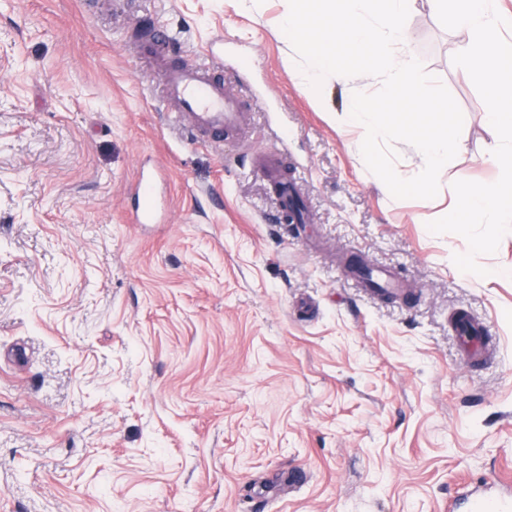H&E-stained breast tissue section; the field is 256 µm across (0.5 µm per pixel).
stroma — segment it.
Instances as JSON below:
<instances>
[{
    "label": "stroma",
    "mask_w": 512,
    "mask_h": 512,
    "mask_svg": "<svg viewBox=\"0 0 512 512\" xmlns=\"http://www.w3.org/2000/svg\"><path fill=\"white\" fill-rule=\"evenodd\" d=\"M285 0H0V512H448L462 479L512 481V232L453 263L427 224L457 180L494 181L486 105L428 12L409 41L464 115L435 198L396 199L299 86ZM222 64L246 137L288 141L313 221L284 224L235 141L188 140L147 16ZM153 223L133 218L141 173ZM356 256L410 300L367 297ZM489 327L474 364L448 327Z\"/></svg>",
    "instance_id": "35a3bbf8"
}]
</instances>
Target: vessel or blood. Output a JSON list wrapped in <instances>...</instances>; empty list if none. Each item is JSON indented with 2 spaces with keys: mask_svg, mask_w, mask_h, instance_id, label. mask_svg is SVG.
I'll return each mask as SVG.
<instances>
[{
  "mask_svg": "<svg viewBox=\"0 0 512 512\" xmlns=\"http://www.w3.org/2000/svg\"><path fill=\"white\" fill-rule=\"evenodd\" d=\"M162 76L167 97L177 107L176 119L184 123L190 138L218 145L238 133L242 123L238 101L227 91L223 80L215 77L212 65L200 61L168 66ZM286 153L283 146L251 151V166L267 181L277 182L281 174L280 162ZM351 283L372 297L389 295L396 298L404 292L398 276L381 265L372 264L353 274ZM455 334L464 355L474 357L482 353L488 330L484 321L474 318L456 326ZM458 494L471 499L477 512H482L487 505L493 506L495 512H512V491L505 489L501 479L464 483Z\"/></svg>",
  "mask_w": 512,
  "mask_h": 512,
  "instance_id": "1",
  "label": "vessel or blood"
}]
</instances>
